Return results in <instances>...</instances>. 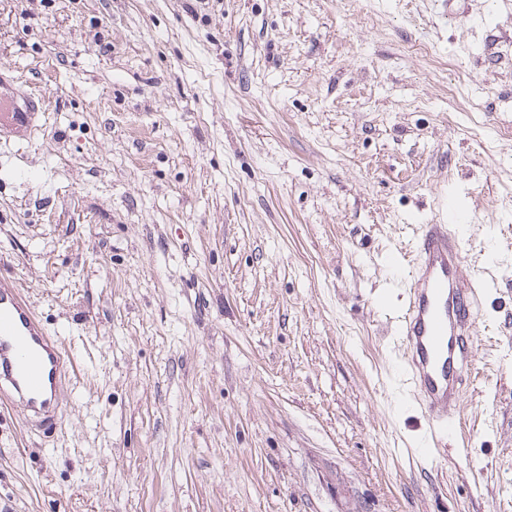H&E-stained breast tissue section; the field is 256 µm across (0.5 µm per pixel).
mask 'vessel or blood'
Returning a JSON list of instances; mask_svg holds the SVG:
<instances>
[{
    "mask_svg": "<svg viewBox=\"0 0 512 512\" xmlns=\"http://www.w3.org/2000/svg\"><path fill=\"white\" fill-rule=\"evenodd\" d=\"M39 106L32 96L0 109V125L28 129ZM470 217L449 206L444 224H423L414 244L408 299L399 318L406 357L401 380L422 406L434 443L454 436L456 412L471 382L474 327L486 280L467 279L457 225ZM73 367L20 289L0 279V396L27 424L49 433L61 421V382Z\"/></svg>",
    "mask_w": 512,
    "mask_h": 512,
    "instance_id": "b4317fda",
    "label": "vessel or blood"
}]
</instances>
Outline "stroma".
Here are the masks:
<instances>
[{
  "mask_svg": "<svg viewBox=\"0 0 512 512\" xmlns=\"http://www.w3.org/2000/svg\"><path fill=\"white\" fill-rule=\"evenodd\" d=\"M0 0V276L75 374L0 512H512V0ZM469 212L464 445L394 339ZM22 105L16 101L11 107L0 106V126L3 127L4 122H11L15 128L30 129L33 125V119L39 112L38 102L31 95L22 96Z\"/></svg>",
  "mask_w": 512,
  "mask_h": 512,
  "instance_id": "35a3bbf8",
  "label": "stroma"
}]
</instances>
